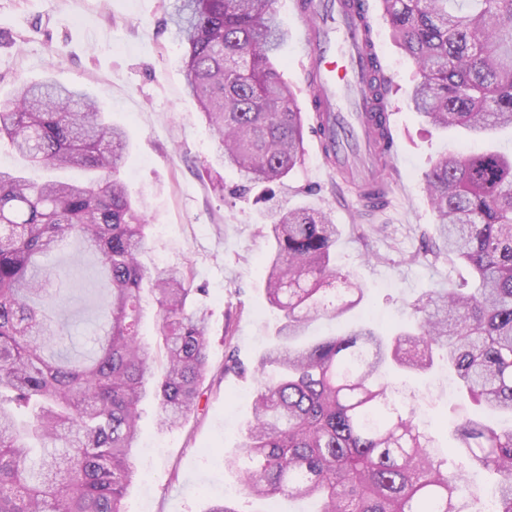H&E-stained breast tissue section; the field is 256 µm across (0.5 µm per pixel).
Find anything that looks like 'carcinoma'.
Segmentation results:
<instances>
[{
    "label": "carcinoma",
    "mask_w": 512,
    "mask_h": 512,
    "mask_svg": "<svg viewBox=\"0 0 512 512\" xmlns=\"http://www.w3.org/2000/svg\"><path fill=\"white\" fill-rule=\"evenodd\" d=\"M274 2L175 0L170 20L216 163L248 185L282 188L302 161L305 119L273 63L288 39ZM379 2L416 69L412 111L472 141L512 129V0ZM2 138L33 166L97 177L35 183L0 169V512H125L142 403L152 398L167 426L202 394L207 311L191 269L140 264L149 224L121 177L129 135L101 102L22 81L0 105ZM424 180L436 251L469 266L474 285L428 290L393 334L364 323L307 340L312 321L343 317L363 288L331 262L342 230L329 214L268 211L264 291L282 320L253 368V418L228 462L245 493L313 499L315 512H467L466 473L446 467L382 383L396 369L427 373L439 351L475 405L456 451L495 474L493 512H512V427L487 421L512 416V155L450 152ZM69 239L107 281V323L83 361L45 354L63 280L43 259ZM146 289L167 362L159 377L140 333Z\"/></svg>",
    "instance_id": "carcinoma-1"
}]
</instances>
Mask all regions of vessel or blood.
<instances>
[{
    "label": "vessel or blood",
    "mask_w": 512,
    "mask_h": 512,
    "mask_svg": "<svg viewBox=\"0 0 512 512\" xmlns=\"http://www.w3.org/2000/svg\"><path fill=\"white\" fill-rule=\"evenodd\" d=\"M293 8L308 62L306 87L316 105L315 137L329 146L332 171L357 182L361 201L383 202L371 135L376 123L388 127L392 118L369 94L373 73L361 47V22L349 0H294Z\"/></svg>",
    "instance_id": "1"
}]
</instances>
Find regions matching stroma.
<instances>
[{
	"label": "stroma",
	"mask_w": 512,
	"mask_h": 512,
	"mask_svg": "<svg viewBox=\"0 0 512 512\" xmlns=\"http://www.w3.org/2000/svg\"><path fill=\"white\" fill-rule=\"evenodd\" d=\"M173 0H0V104L19 81L53 80L85 90L105 104L106 116L130 134L123 177L142 199L149 237L141 263L189 267L204 293L211 345L197 409L179 424L160 426L153 400L142 404L140 446L124 498L128 512H206L225 486L236 485L225 460L235 458L252 417L251 373L225 372L227 347L244 366L254 365L278 321L269 308L263 265L271 251L261 233L262 186L238 191L240 177L224 169L207 177L204 167L215 145L198 106L185 88L184 46L169 18ZM294 0L274 8L288 30L276 67L297 93L305 118H312L304 86L306 60ZM377 50L390 78L389 104L400 130L397 173L389 181L390 204L364 210L356 190L328 170L312 134H305L303 162L279 192L281 205L330 211L343 230L336 245L338 267L365 290L361 304L340 321L320 319L310 335L329 336L342 325L368 318L394 330L409 317V303L424 291L466 281L467 268L428 250L433 212L424 176L449 147H465L454 131L427 125L407 102L415 67L398 49L381 10L372 13ZM65 275L67 298L56 311L60 345L74 358L89 354L103 312V278L95 258L69 241L46 261ZM389 388L415 410L420 428L437 453L453 446V431L470 401L447 371L426 375L392 372Z\"/></svg>",
	"instance_id": "1"
}]
</instances>
